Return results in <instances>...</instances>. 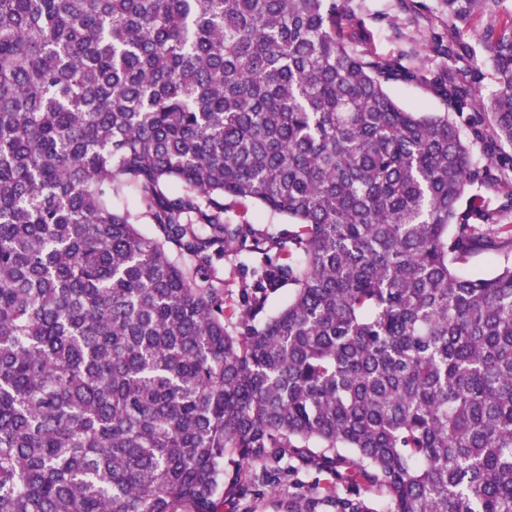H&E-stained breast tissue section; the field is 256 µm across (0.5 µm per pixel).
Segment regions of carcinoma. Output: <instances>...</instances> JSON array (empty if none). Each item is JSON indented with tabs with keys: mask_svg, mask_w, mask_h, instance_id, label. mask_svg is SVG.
Wrapping results in <instances>:
<instances>
[{
	"mask_svg": "<svg viewBox=\"0 0 512 512\" xmlns=\"http://www.w3.org/2000/svg\"><path fill=\"white\" fill-rule=\"evenodd\" d=\"M349 2L0 0V512H236L282 462L331 476L294 512H512V3L442 0L433 70ZM389 92L403 106L417 108L421 112H446L444 103L423 86L394 82L389 85ZM244 219L251 224L253 231L258 236L263 237H285L288 231L292 229L288 218L278 215H272L267 210L256 206L249 205L244 212ZM259 258L247 255L245 253L229 255L224 257V263L221 265V271L224 275V307L236 308L239 302L241 288L251 284L250 274L243 271L242 264L255 265ZM497 260L488 252L474 254L470 260L461 267L460 273L466 276L487 275L495 271Z\"/></svg>",
	"mask_w": 512,
	"mask_h": 512,
	"instance_id": "carcinoma-1",
	"label": "carcinoma"
}]
</instances>
